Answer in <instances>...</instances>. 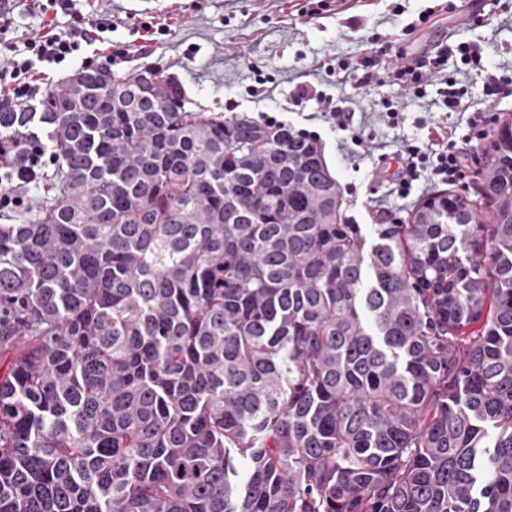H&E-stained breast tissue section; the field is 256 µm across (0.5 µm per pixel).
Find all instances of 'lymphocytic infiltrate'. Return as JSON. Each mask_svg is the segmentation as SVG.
<instances>
[{
  "mask_svg": "<svg viewBox=\"0 0 512 512\" xmlns=\"http://www.w3.org/2000/svg\"><path fill=\"white\" fill-rule=\"evenodd\" d=\"M113 27L108 14L92 19L77 17L68 31L27 39L21 53L0 65V89L6 91L7 102L20 104L34 98L38 92L35 77L42 68L62 64L85 50L99 51L108 44L107 34ZM370 41L371 48L359 54L323 61L322 71L335 78L337 84L355 91L390 81L413 97L426 100L428 108L439 111L440 117L429 127L425 140L404 138L396 150H388L385 143L365 137L362 127L355 124L350 100L335 99L308 81L299 84V97L316 101V120L336 133L339 147L346 151L353 169L366 163L371 176L390 172L389 192L395 199L406 201L443 185L468 187L480 173L473 159L494 120V102L499 95L512 94V75L488 73L486 99L478 103L469 98L468 89L458 76L481 66L487 53L485 46L447 39L431 51L409 58L401 53L388 55L392 34H375ZM452 58L458 61L453 70L448 67ZM432 85L438 88L433 98L427 92ZM455 114L464 116L465 134H457L455 128L449 127L448 119Z\"/></svg>",
  "mask_w": 512,
  "mask_h": 512,
  "instance_id": "lymphocytic-infiltrate-1",
  "label": "lymphocytic infiltrate"
}]
</instances>
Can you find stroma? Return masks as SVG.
Masks as SVG:
<instances>
[{
	"label": "stroma",
	"mask_w": 512,
	"mask_h": 512,
	"mask_svg": "<svg viewBox=\"0 0 512 512\" xmlns=\"http://www.w3.org/2000/svg\"><path fill=\"white\" fill-rule=\"evenodd\" d=\"M405 8L402 16L391 14L393 2ZM440 0H333L322 17L299 16L302 0H73L71 14L57 17L27 8L16 9L9 22L0 21V54L22 49L31 37L69 29L74 16L92 17L112 11L119 26L111 34L113 43L133 40V28L153 18L168 25V35L152 41L146 50L131 51L126 62L116 65L119 73L134 74L150 67L170 78L190 101L220 116L227 103H234V116L257 119L262 112L282 113L285 120L300 123L302 116L316 111L315 101L297 99L300 76L313 73L319 59L360 52L368 36L393 33L430 12L429 21L398 43L399 51L414 55L429 49L441 36L476 42L492 48L484 70H471L463 79L473 100L484 97L485 69L512 64V24L506 23L512 0H480L475 11L483 17L481 27H455V13L439 8ZM259 66L275 85L272 98L262 101L245 92L251 66ZM392 98L403 101V131L389 129L379 119L376 105ZM359 105L367 114L364 130L375 141L396 144L399 135L425 137L418 124L425 106L392 83L363 90ZM319 144L329 169L341 190V209L348 223L360 225L363 236L372 227L367 217L371 198L386 196L387 183L371 182L366 172L353 171L336 138L322 132Z\"/></svg>",
	"instance_id": "35a3bbf8"
}]
</instances>
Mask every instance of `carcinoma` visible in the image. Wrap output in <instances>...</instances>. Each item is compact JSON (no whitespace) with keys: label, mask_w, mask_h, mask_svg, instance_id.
Here are the masks:
<instances>
[{"label":"carcinoma","mask_w":512,"mask_h":512,"mask_svg":"<svg viewBox=\"0 0 512 512\" xmlns=\"http://www.w3.org/2000/svg\"><path fill=\"white\" fill-rule=\"evenodd\" d=\"M156 77L142 89L143 75ZM0 105V512H512V120L486 224L371 248L316 142L155 70ZM26 198L28 200V205L24 208L13 210L11 213L12 221H5L3 216L0 218V224H19L24 221L25 217L30 216L40 205L43 199V192L41 188L36 184H30L26 189Z\"/></svg>","instance_id":"cac0c4a2"}]
</instances>
